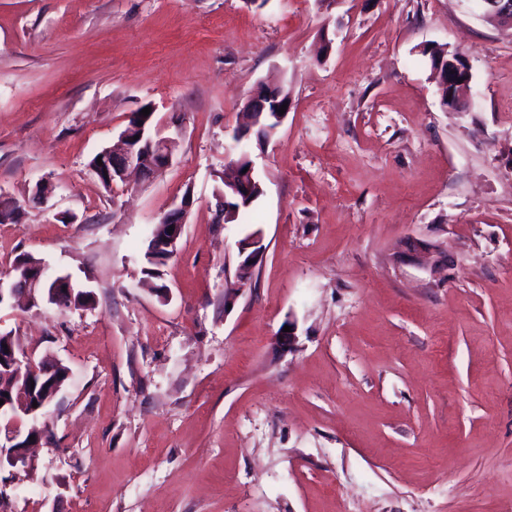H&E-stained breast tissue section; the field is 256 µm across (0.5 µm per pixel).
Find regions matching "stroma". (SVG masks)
Instances as JSON below:
<instances>
[{
    "mask_svg": "<svg viewBox=\"0 0 512 512\" xmlns=\"http://www.w3.org/2000/svg\"><path fill=\"white\" fill-rule=\"evenodd\" d=\"M432 43L470 66L464 110ZM263 82L291 102L247 144L264 193L218 224ZM145 106L172 163L105 187L89 163ZM187 191L163 300L149 229ZM0 192V273L29 253L94 293L0 306L69 369L0 512H512V29L470 0H0ZM262 237L260 234L254 235L244 242L239 244L241 261L236 271V278L238 284L236 287L225 289L224 301L230 303L233 298L242 290L248 283V278L253 274L256 266L262 260L265 248L262 247ZM256 249L251 255L247 256L249 250ZM253 276V275H252Z\"/></svg>",
    "mask_w": 512,
    "mask_h": 512,
    "instance_id": "obj_1",
    "label": "stroma"
}]
</instances>
